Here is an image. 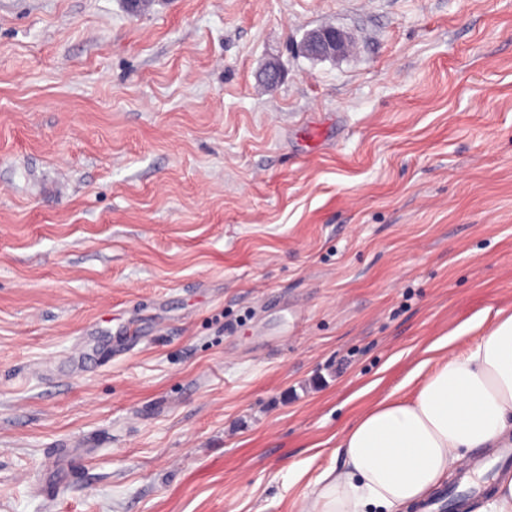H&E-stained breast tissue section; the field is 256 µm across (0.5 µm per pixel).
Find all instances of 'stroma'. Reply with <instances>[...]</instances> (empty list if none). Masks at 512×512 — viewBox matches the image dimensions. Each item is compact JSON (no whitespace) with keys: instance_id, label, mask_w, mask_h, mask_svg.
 Listing matches in <instances>:
<instances>
[{"instance_id":"obj_1","label":"stroma","mask_w":512,"mask_h":512,"mask_svg":"<svg viewBox=\"0 0 512 512\" xmlns=\"http://www.w3.org/2000/svg\"><path fill=\"white\" fill-rule=\"evenodd\" d=\"M499 310L512 0H0V512H299ZM346 48L345 35L336 28H325L310 33L302 43L306 55L330 57L343 52Z\"/></svg>"}]
</instances>
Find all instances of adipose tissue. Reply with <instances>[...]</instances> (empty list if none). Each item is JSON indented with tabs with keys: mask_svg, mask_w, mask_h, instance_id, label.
Segmentation results:
<instances>
[{
	"mask_svg": "<svg viewBox=\"0 0 512 512\" xmlns=\"http://www.w3.org/2000/svg\"><path fill=\"white\" fill-rule=\"evenodd\" d=\"M412 374L410 396L382 398L347 429L342 463L317 477L302 512H410L475 450L512 447V313Z\"/></svg>",
	"mask_w": 512,
	"mask_h": 512,
	"instance_id": "adipose-tissue-1",
	"label": "adipose tissue"
}]
</instances>
